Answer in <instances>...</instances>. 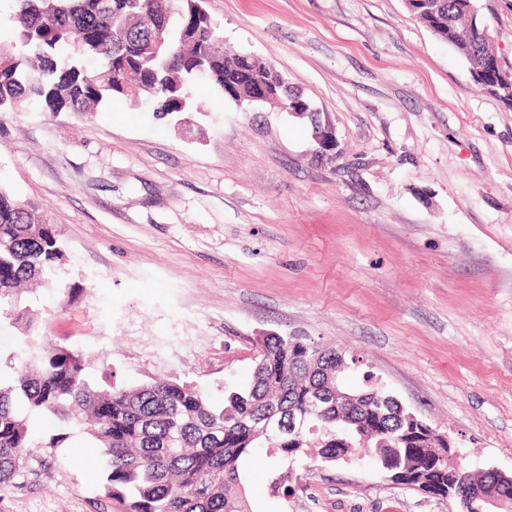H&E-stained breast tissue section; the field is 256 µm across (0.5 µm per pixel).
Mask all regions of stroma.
<instances>
[{"label":"stroma","mask_w":512,"mask_h":512,"mask_svg":"<svg viewBox=\"0 0 512 512\" xmlns=\"http://www.w3.org/2000/svg\"><path fill=\"white\" fill-rule=\"evenodd\" d=\"M512 66V0H478ZM224 46L274 65L331 127L197 83L155 119L0 112V185L43 211L68 259L41 287L40 333L93 378L192 382L215 405L252 379L254 339L304 336L349 358L347 389H389L455 441L458 462L512 475V108L406 0H206ZM85 435L0 484V512H121ZM252 512H461L371 458L285 465L256 448Z\"/></svg>","instance_id":"1"}]
</instances>
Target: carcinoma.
<instances>
[{
	"label": "carcinoma",
	"instance_id": "obj_1",
	"mask_svg": "<svg viewBox=\"0 0 512 512\" xmlns=\"http://www.w3.org/2000/svg\"><path fill=\"white\" fill-rule=\"evenodd\" d=\"M13 41L0 45V112L37 105L77 115L107 108L118 95L147 98L155 118L193 106L191 85L205 80L225 96L249 102L267 91V102L285 110L304 108L305 98L271 65L224 48L223 32L192 0H15ZM439 8L416 14L472 66L492 45L476 30L463 0H438ZM155 24L140 25L143 14ZM66 261L58 228L35 208L0 187V319L18 330L23 369L0 382V484L35 474L38 460L29 415L49 420L53 434L43 448H59L78 427L106 458L104 497L123 512H251L241 469L253 448L265 443L251 419L274 400L302 423V435L285 436L269 448L288 463L315 448L323 462L351 461L356 449L336 442L335 410L318 412L311 393L343 389L346 359L336 348L301 336L267 337L255 358L253 383L215 406L196 386L178 378L137 387L93 384L83 354L38 335V313L21 306L17 290L31 281L48 283ZM379 386L359 391L383 439L378 465L390 480L448 492V473L481 489L492 475L429 455L420 436L399 412L377 419L371 400Z\"/></svg>",
	"mask_w": 512,
	"mask_h": 512
}]
</instances>
